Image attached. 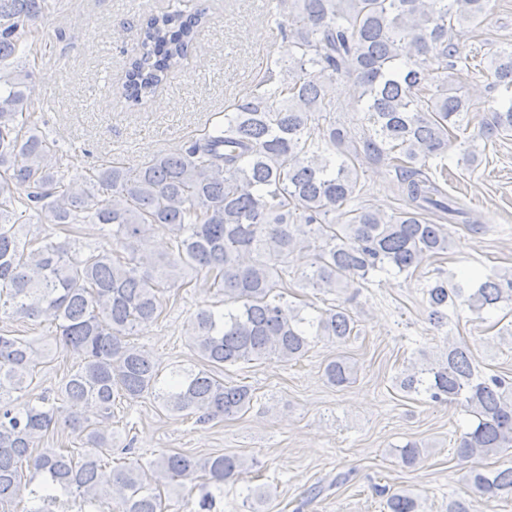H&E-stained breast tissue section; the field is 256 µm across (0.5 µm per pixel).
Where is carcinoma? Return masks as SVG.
Listing matches in <instances>:
<instances>
[{
	"mask_svg": "<svg viewBox=\"0 0 512 512\" xmlns=\"http://www.w3.org/2000/svg\"><path fill=\"white\" fill-rule=\"evenodd\" d=\"M490 0H277L280 34L291 53L267 64L249 93L224 111V120L174 152L136 169L95 170L90 187L62 184L56 144L38 133L28 111L29 87L4 72L21 29L39 16V0H0V317L55 325L59 343L82 357L56 389L30 394L42 354L34 342L0 332V507L23 497L27 512H49L61 497L95 512L103 496L120 512H164L156 483L199 490L193 512H215L224 483L247 470V460L218 454L198 459L162 453L147 465L131 462L112 482L99 479L112 434L115 398L157 399L170 413L197 421L246 412L257 396L246 384H226V368L256 360L289 362L329 338L345 343L356 321L333 305L311 312L286 300L288 263L311 253L301 281L324 294L399 276L448 252V232L431 214L464 215L436 181L448 161L450 136L465 133L474 106L457 77L465 62L457 39L481 25ZM207 21L203 9L162 11L140 30L138 53L125 70L124 99L154 97L187 58ZM488 77L512 93V47L495 52ZM353 83V111L361 128L336 120V81ZM489 135L512 133V96L490 109ZM394 170L407 208L386 214L360 204L363 167ZM51 223L94 224L102 244L74 249L30 235L29 212ZM169 230L171 253L155 256V227ZM205 273L218 301L194 316L192 349L200 368H175L162 378L148 350L132 343L162 313L164 290L191 272ZM428 320L448 323L460 310L481 315L512 307V274L481 280L437 277L426 285ZM353 365L329 361L333 386L351 383ZM399 388L435 403L455 401L470 416L456 455L486 458L512 448V377L486 375L468 349L448 343L445 358L412 362ZM83 436L84 452L40 448L58 426ZM406 466L421 459L417 443L398 449ZM487 497L512 495V466L475 468L467 475ZM36 488H31V485ZM388 512H418L408 492L387 494Z\"/></svg>",
	"mask_w": 512,
	"mask_h": 512,
	"instance_id": "obj_1",
	"label": "carcinoma"
}]
</instances>
